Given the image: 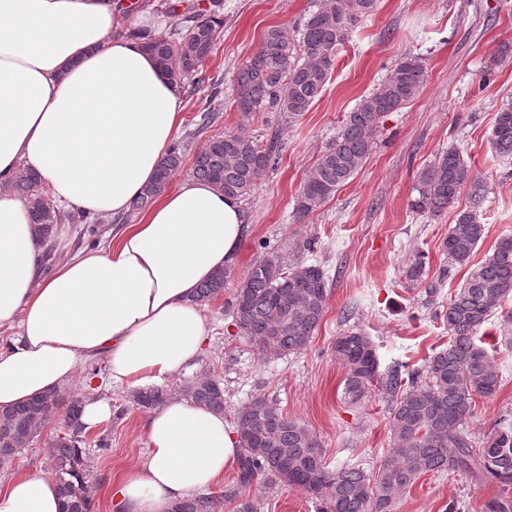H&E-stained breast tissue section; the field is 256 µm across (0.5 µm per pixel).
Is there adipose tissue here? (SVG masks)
<instances>
[{
	"label": "adipose tissue",
	"mask_w": 512,
	"mask_h": 512,
	"mask_svg": "<svg viewBox=\"0 0 512 512\" xmlns=\"http://www.w3.org/2000/svg\"><path fill=\"white\" fill-rule=\"evenodd\" d=\"M165 26L153 0H0V408L66 386L104 358L112 383L163 384L196 365L209 323L198 284L235 265L250 231L240 200L194 179L162 192L104 248L42 273L25 200L32 168L65 211L124 215L182 123L179 87L144 44ZM144 460L111 487L117 512H171L237 459L223 414L173 395L147 415ZM0 512H62L53 474L0 481Z\"/></svg>",
	"instance_id": "adipose-tissue-1"
}]
</instances>
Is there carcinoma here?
I'll return each mask as SVG.
<instances>
[{
    "mask_svg": "<svg viewBox=\"0 0 512 512\" xmlns=\"http://www.w3.org/2000/svg\"><path fill=\"white\" fill-rule=\"evenodd\" d=\"M378 0H315L313 9L288 30L270 27L261 49L237 69L232 106L245 118L256 112H285L294 121L311 108L330 81L340 50L354 28L377 10ZM224 27V0L186 18L173 37L146 45L170 78L179 85L211 93L202 111H214L219 83H206V64ZM426 82L424 58L406 54L391 73L346 113L336 139L316 158L296 197L298 220L317 210L362 168L372 152L384 118L416 99ZM492 146L512 156V101L499 107ZM187 144L174 142L160 162L155 180L130 202L133 213L149 208L182 168ZM273 151L241 132L214 135L195 151L191 176L207 182L227 197L246 201L272 167ZM8 189L29 204V221L45 241L55 238L58 225L84 222L87 216L67 213L55 205L30 168L19 171ZM410 210L435 219L467 192L469 204L458 210L455 223L441 243L440 278L466 267L467 276L440 311L448 324V346L429 359L423 379L402 386L401 372L390 369L385 389L391 395L389 429L393 448L377 473L348 466L328 469L317 438L265 397L257 396L238 409L236 428L241 455L239 485L263 478L272 484L297 487L323 503L322 512H394L398 498L426 473H453L474 481L492 482L498 492L487 512H512V420H502L476 441L466 430L475 397H490L500 387L480 332L495 315L512 324V237L501 239L492 253L476 265L473 254L487 234L480 208L485 195L477 176L456 148L450 147L423 168L416 179ZM232 270L222 269L196 288V301L206 304L224 294ZM425 255L407 269L412 283L426 280ZM329 277L316 264L284 266L276 255L254 263L242 278L228 309L236 335L264 355L300 353L313 341L327 308ZM336 357L346 368L344 398L357 404L379 381L374 344L360 329L346 331L334 343ZM184 397L216 412H224V386L205 375L187 382ZM167 390L137 392L143 409L163 404ZM84 399L62 390L0 410V467L28 447L48 420L62 412L67 433L52 444L50 467L58 481L63 512H92L95 484L86 460L85 428L80 421ZM220 497L199 494L179 503L180 512H218Z\"/></svg>",
    "mask_w": 512,
    "mask_h": 512,
    "instance_id": "1",
    "label": "carcinoma"
}]
</instances>
